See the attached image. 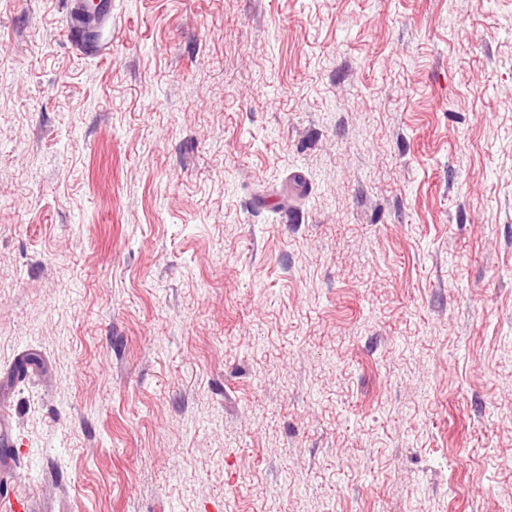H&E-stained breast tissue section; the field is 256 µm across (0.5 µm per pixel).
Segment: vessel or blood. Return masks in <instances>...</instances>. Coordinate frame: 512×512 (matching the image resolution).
<instances>
[{
	"mask_svg": "<svg viewBox=\"0 0 512 512\" xmlns=\"http://www.w3.org/2000/svg\"><path fill=\"white\" fill-rule=\"evenodd\" d=\"M67 34L73 42L95 54L108 53L112 45V0H69Z\"/></svg>",
	"mask_w": 512,
	"mask_h": 512,
	"instance_id": "vessel-or-blood-1",
	"label": "vessel or blood"
}]
</instances>
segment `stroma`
I'll return each mask as SVG.
<instances>
[{"label": "stroma", "instance_id": "obj_1", "mask_svg": "<svg viewBox=\"0 0 512 512\" xmlns=\"http://www.w3.org/2000/svg\"><path fill=\"white\" fill-rule=\"evenodd\" d=\"M66 22L0 0V486L512 512V0ZM69 2L72 22H68L67 34L70 40L79 46L85 45L94 54L108 53L112 45V0ZM85 17L91 18L87 24L82 21Z\"/></svg>", "mask_w": 512, "mask_h": 512}]
</instances>
